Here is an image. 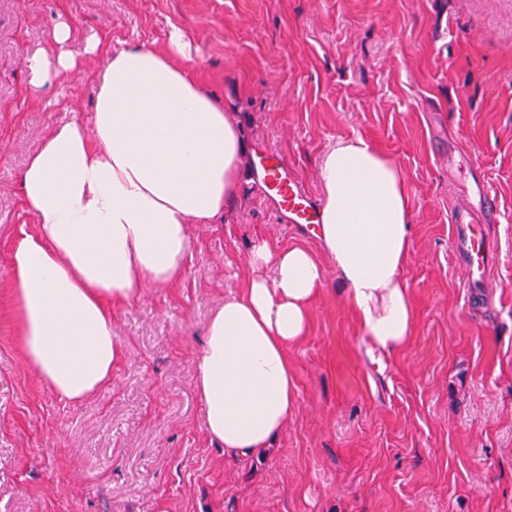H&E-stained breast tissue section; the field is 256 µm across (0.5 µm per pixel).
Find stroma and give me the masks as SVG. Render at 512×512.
<instances>
[{"label":"stroma","instance_id":"35a3bbf8","mask_svg":"<svg viewBox=\"0 0 512 512\" xmlns=\"http://www.w3.org/2000/svg\"><path fill=\"white\" fill-rule=\"evenodd\" d=\"M62 19L80 69L33 86L27 60ZM175 27L243 128L240 191L194 227L178 282L115 311L112 382L69 403L22 355L7 274L34 218L18 174L58 121L91 124L90 34L159 48ZM353 136L410 187L415 328L395 352L369 345L308 225L251 180L275 152L319 195L321 155ZM478 179L500 204L479 310L449 222L454 203L480 211ZM260 239L326 275L288 350L298 406L246 469L205 431L194 358ZM0 512H512V0H0Z\"/></svg>","mask_w":512,"mask_h":512}]
</instances>
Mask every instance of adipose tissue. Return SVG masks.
<instances>
[{
  "label": "adipose tissue",
  "instance_id": "obj_1",
  "mask_svg": "<svg viewBox=\"0 0 512 512\" xmlns=\"http://www.w3.org/2000/svg\"><path fill=\"white\" fill-rule=\"evenodd\" d=\"M69 21L51 31L54 54L34 53V85L74 73ZM179 29L163 48L131 44L106 58L91 126L59 122L19 174L36 216L10 259L28 362L62 399L85 400L112 380L123 351L115 308L143 288L181 278L192 227L215 224L240 187L245 143L191 67ZM316 235L344 302L376 349L403 348L415 326L402 276L413 218L406 178L360 137L337 141L319 163ZM259 269L209 320L195 357L206 432L243 464L268 447L297 408L290 346L306 334L324 268L307 249L253 244Z\"/></svg>",
  "mask_w": 512,
  "mask_h": 512
}]
</instances>
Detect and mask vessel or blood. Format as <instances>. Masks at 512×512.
Returning <instances> with one entry per match:
<instances>
[{
    "mask_svg": "<svg viewBox=\"0 0 512 512\" xmlns=\"http://www.w3.org/2000/svg\"><path fill=\"white\" fill-rule=\"evenodd\" d=\"M254 184L272 197L279 208L288 212L298 224H314L318 221V205L288 171L282 160L263 165L253 174ZM482 210L477 220L467 219L464 213L452 214L454 243L457 259L469 270V287L479 288L487 280L491 259V242L485 232L486 225L499 221V209L494 195L481 190Z\"/></svg>",
    "mask_w": 512,
    "mask_h": 512,
    "instance_id": "obj_1",
    "label": "vessel or blood"
}]
</instances>
